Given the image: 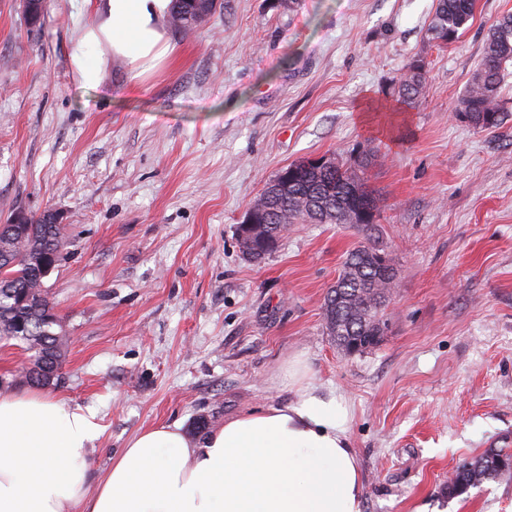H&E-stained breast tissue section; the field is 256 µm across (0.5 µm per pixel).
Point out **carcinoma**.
<instances>
[{
    "mask_svg": "<svg viewBox=\"0 0 512 512\" xmlns=\"http://www.w3.org/2000/svg\"><path fill=\"white\" fill-rule=\"evenodd\" d=\"M217 0H173L171 23L180 32L194 31L216 10ZM475 0H437L428 27L431 37L444 44L459 38L474 19ZM512 65V13L490 26L483 57L472 74L454 115L476 130L502 129L512 119L502 100L507 66ZM427 89V63L410 62L401 76L398 94L421 99ZM374 160L369 150L351 164L336 161L330 169H316L301 160L288 165V193L268 182L260 196L266 203L264 219L280 238L290 224H349L350 206L377 202L364 171ZM9 239L8 257L0 260V339H18L35 351L33 362L22 374L24 382L41 385L40 371L59 376L68 349V336L55 314V303L39 276V267L64 260V226L53 223L51 211L28 215L23 224H0V238ZM373 245L351 250L336 282L324 301L327 335L346 355L375 349L386 329L383 310L396 284L378 275L368 260ZM512 475V454L501 450L460 465L448 481V494L461 495L472 487Z\"/></svg>",
    "mask_w": 512,
    "mask_h": 512,
    "instance_id": "cac0c4a2",
    "label": "carcinoma"
}]
</instances>
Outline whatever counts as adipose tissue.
<instances>
[{"label": "adipose tissue", "mask_w": 512, "mask_h": 512, "mask_svg": "<svg viewBox=\"0 0 512 512\" xmlns=\"http://www.w3.org/2000/svg\"><path fill=\"white\" fill-rule=\"evenodd\" d=\"M92 11L69 55L82 86L111 69L135 82L175 51L172 0H84ZM336 398L242 414L204 440L180 424L134 436L91 475L93 414L41 391L0 389V512H361L360 465Z\"/></svg>", "instance_id": "obj_1"}]
</instances>
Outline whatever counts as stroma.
<instances>
[{
	"mask_svg": "<svg viewBox=\"0 0 512 512\" xmlns=\"http://www.w3.org/2000/svg\"><path fill=\"white\" fill-rule=\"evenodd\" d=\"M435 7L218 0L139 83L115 69L86 89L69 66L83 0H46L34 25L0 0V223L62 215L44 283L69 347L45 391L94 414L93 469L160 423L198 440V419L296 402L298 356L306 385L348 408L362 512H512V476L448 493L459 465L512 449V129L453 114L512 0H477L448 45L428 33ZM418 58L428 90L407 103ZM370 149L379 223L292 224L263 263L242 255L235 228L282 167ZM367 242L397 288L380 345L346 355L324 298ZM31 359L0 341V388L26 390ZM427 89V63L423 59L410 62L401 76L398 94L406 99H421Z\"/></svg>",
	"mask_w": 512,
	"mask_h": 512,
	"instance_id": "1",
	"label": "stroma"
}]
</instances>
